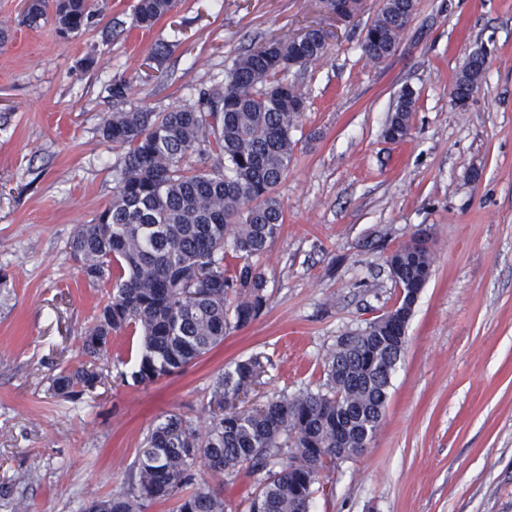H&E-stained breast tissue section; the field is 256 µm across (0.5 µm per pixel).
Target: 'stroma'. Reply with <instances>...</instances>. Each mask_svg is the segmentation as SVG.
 Listing matches in <instances>:
<instances>
[{
  "label": "stroma",
  "mask_w": 512,
  "mask_h": 512,
  "mask_svg": "<svg viewBox=\"0 0 512 512\" xmlns=\"http://www.w3.org/2000/svg\"><path fill=\"white\" fill-rule=\"evenodd\" d=\"M92 2L98 24L65 40L53 23L25 26L22 0H0V272L12 283L0 289V512H83L127 489L153 426L176 412L205 430L214 379L250 355L265 372L247 403L318 390L337 336L396 303L388 256L421 231L433 273L383 421L364 454L322 472L312 512H512V0H416L379 64L361 43L381 0L347 24L321 0H177L149 30L129 25L137 0ZM310 27L331 38L285 75L309 106L278 188L285 223L256 260L268 308L184 370L129 385L137 337L115 336L94 362L82 351L106 291L68 247L116 192L121 155L102 116L193 104L246 50ZM475 51L486 70L460 107L456 77ZM118 79L131 84L121 101ZM406 88L410 129L392 141ZM88 362L104 385L53 395L56 369ZM414 92L409 90L399 94L397 103L388 117L385 135L392 138H403L408 134L409 124L414 107Z\"/></svg>",
  "instance_id": "stroma-1"
}]
</instances>
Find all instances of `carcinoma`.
Masks as SVG:
<instances>
[{
    "label": "carcinoma",
    "mask_w": 512,
    "mask_h": 512,
    "mask_svg": "<svg viewBox=\"0 0 512 512\" xmlns=\"http://www.w3.org/2000/svg\"><path fill=\"white\" fill-rule=\"evenodd\" d=\"M173 8L174 0H138L132 25L150 30ZM413 8L411 0H385L363 29L365 55L389 54ZM50 18L68 38L88 29L95 13L89 0L61 6L39 0L25 12L30 27ZM324 54L325 42L313 30L303 40L281 41L275 54L261 45L237 58L224 89L201 91L191 105L102 117L103 137L123 150L117 191L69 243L85 278L111 287L82 337L86 355H106L112 334L128 331L140 340L133 384L149 383L183 370L264 312L267 284L254 259L268 252L284 223L278 187L307 99L284 75ZM484 70L479 57L460 71L456 97L469 98ZM414 103L413 91L399 94L385 135L408 134ZM195 154L212 166L196 167ZM388 264L401 300L364 329L337 337L323 359L318 391L241 410L232 400L256 383L262 361L236 362L211 385L215 410L207 432L179 414L166 415L138 451L131 488L96 500L98 512H146L172 499L176 512H227L222 492L198 480L199 459L215 475L251 479L242 512H311L318 488L310 474L351 459L350 449L370 443L383 420L416 304L407 301L408 289L432 275L427 234L391 252ZM104 379L91 366L62 368L51 390L76 399Z\"/></svg>",
    "instance_id": "carcinoma-1"
}]
</instances>
